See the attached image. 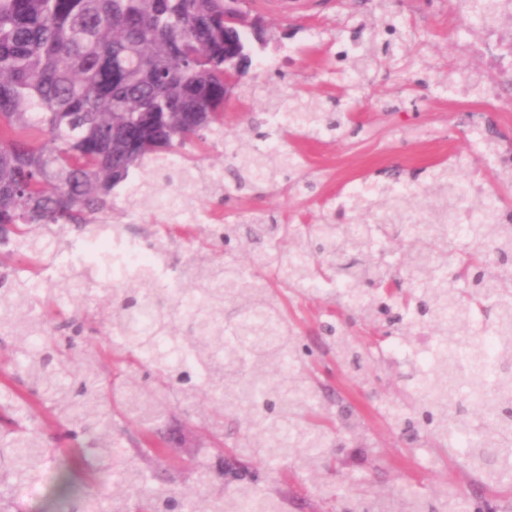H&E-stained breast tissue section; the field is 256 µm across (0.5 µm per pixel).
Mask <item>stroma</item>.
Segmentation results:
<instances>
[{
    "label": "stroma",
    "mask_w": 512,
    "mask_h": 512,
    "mask_svg": "<svg viewBox=\"0 0 512 512\" xmlns=\"http://www.w3.org/2000/svg\"><path fill=\"white\" fill-rule=\"evenodd\" d=\"M401 22V38L391 57L365 74H355L351 61L337 60L343 46L354 44L362 57L376 55L380 41L371 40L369 25L376 13L373 0H285L277 11L266 13L271 41L264 51L267 67L251 69L237 98L224 107V135L198 156L204 173L224 171L233 184L230 153L252 135L251 119L262 118L273 103L299 97L324 110L343 109L357 114V134L343 139L289 137L288 149L302 161L299 171L310 189H263L241 192L237 208L244 220L256 214H274L295 224L315 218L324 201L335 199L344 187L364 180L383 182L399 173L408 183L425 187L433 168L456 163L463 178H493L482 132L457 121V97L444 90L450 75L480 72L477 61L457 49L458 35L448 25V0H391ZM330 305L321 294H290L288 312L296 321L303 342L322 347L318 330L321 313ZM412 364L403 361L379 367L380 382L369 387L335 370L332 386L336 403L323 404L326 413L349 407L362 419L356 432L346 434V451L334 474L299 478L268 473L267 487L286 497L285 512H336L334 501L322 494L325 483L345 486L357 482L355 505L374 502L393 488L405 486L426 496L446 490L461 499L483 496L477 477L459 467L465 448L456 445L455 461L438 455L425 438L409 439L392 431L382 410L402 399V387ZM214 403H196L191 421L173 419L179 445L167 457H149L143 463L148 477H161L177 493L191 500L196 512H206L207 494L195 480V463L213 454L205 421Z\"/></svg>",
    "instance_id": "obj_1"
}]
</instances>
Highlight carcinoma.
Here are the masks:
<instances>
[{
  "instance_id": "cac0c4a2",
  "label": "carcinoma",
  "mask_w": 512,
  "mask_h": 512,
  "mask_svg": "<svg viewBox=\"0 0 512 512\" xmlns=\"http://www.w3.org/2000/svg\"><path fill=\"white\" fill-rule=\"evenodd\" d=\"M267 45V23L237 11L233 0H0V245L6 259L30 266L27 278L0 275V512H87L107 503L108 512H166L173 491L150 485L140 449L171 451L161 423L176 406L205 393L224 407L211 415V431L243 418L259 440L230 448L249 463L280 462L295 471L330 467L328 421L314 413L321 400L306 352L284 313L281 295L267 277L222 261L209 250L241 237L235 220L208 233L183 263L198 308L180 312L175 293L155 287L144 267L112 289L108 310L86 305L70 310L75 292L90 299L94 280L71 268L49 284L40 266L52 254L46 239L67 240L70 228L109 225L112 220L155 214L167 198L160 188H200L224 205V184L198 168L195 151L207 134H224L228 90L241 88ZM273 124L288 135L338 138L350 119L324 112L300 98L280 103ZM189 150L177 170L167 156ZM235 186H288L299 162L280 145H240L233 153ZM147 162L156 169L132 185L116 207L112 190L129 171ZM465 181L453 164L433 171L415 202L399 175L353 193L345 212L361 222L281 224L273 215L256 219L267 248L264 265L288 288L318 292L336 285L350 320L383 323L385 334L409 338L424 328L437 345L435 364L407 379L410 407H391L390 420L422 431L442 452L468 442V467L500 499L512 502V371L490 376L491 388L470 412L456 402L460 380L489 362L477 339H468L477 316L496 344L494 361L512 365V215L503 220V198L466 211ZM404 237L403 260H388L383 246ZM292 244L288 258L279 243ZM158 253H173L165 228L152 238ZM61 319L48 327L44 310ZM336 358L361 379L369 354L346 327L327 322ZM167 338L190 365L177 364L157 346ZM126 354V367L105 368V344ZM422 380L428 394L415 390ZM44 409L66 430L67 447L49 443L39 421ZM134 423L138 437L122 444L114 416ZM53 462L51 493L33 508L18 496ZM112 476V493L100 496L101 474ZM210 512H284L282 499L258 486V476L228 484L209 497ZM441 491L429 500L401 487L376 504V512H463Z\"/></svg>"
}]
</instances>
